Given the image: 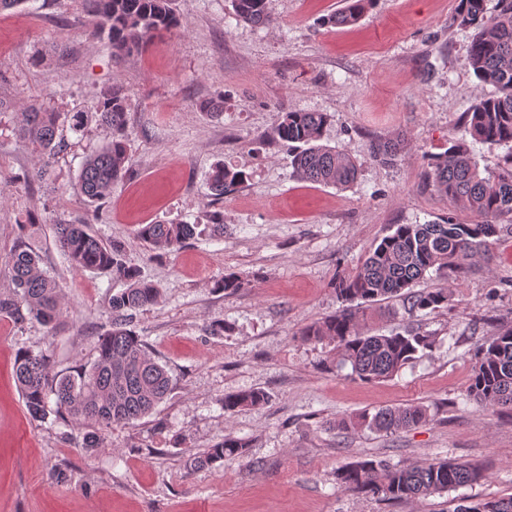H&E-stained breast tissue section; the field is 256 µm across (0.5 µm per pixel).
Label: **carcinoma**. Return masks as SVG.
<instances>
[{
  "mask_svg": "<svg viewBox=\"0 0 512 512\" xmlns=\"http://www.w3.org/2000/svg\"><path fill=\"white\" fill-rule=\"evenodd\" d=\"M485 0H458L451 24L472 31L468 59L474 76L491 84L497 93L483 98L466 112L467 133L471 143L448 141L441 153L426 158L424 178L434 191L464 209L478 213L483 220L475 224L458 222L450 216L443 223L398 224L369 252L359 268L340 279L336 293L349 307L338 314L307 327L308 340L328 338L336 342L340 362L351 366L352 373L367 382L392 377L417 355L430 350L435 339L413 331L368 334L350 304L374 303L400 298L413 314L434 310L448 303V289L415 291L413 284L430 271L448 270L460 274L470 260L498 240V220L512 217V0H497L496 13L489 15ZM234 19L239 23L266 26L273 23L269 0H230ZM345 6L327 18L333 25L357 22L371 0H344ZM98 23L93 37L99 38L120 55L138 46L153 31L181 26L174 0H88ZM127 100L118 87L106 91L93 105L92 113L111 137L99 150L84 157L78 175L80 192L90 203L105 199L112 185L126 174ZM83 112L62 115L48 112L39 104L29 105L21 131L38 148L39 159L31 172L17 179L30 185L46 184L55 177L53 159L67 148L58 136L63 123L81 130ZM328 117L322 112H281L273 138L288 147L296 173L308 181L348 187L357 177V166L345 151L321 144ZM504 147L498 169L481 172L472 145ZM375 157L391 161L398 154L399 142L379 141L372 147ZM244 173L222 164L215 165L208 176V188L222 196L243 181ZM37 230L28 218L19 224V239L8 259L14 283L13 293L0 295V313L22 325L36 320L53 331L60 316V289L44 271L40 255L28 242ZM201 235L197 224H144L139 238L149 247L171 252L186 241ZM56 242L70 265L82 271H110L125 281L126 288L112 296V324L101 334L97 356L89 367L73 374L55 372L49 350H23L16 360V380L29 416L43 421L49 414L64 423L88 429L83 447H100L101 433L114 426L126 425L151 413L171 388L166 367L149 353L146 343L136 333L133 319L137 312L157 304L160 291L140 278L136 268L126 264L123 248L106 244L87 230L79 220L55 225ZM244 281L227 274L214 283L226 293L239 291ZM469 395L481 404L512 411V326L502 329L481 343L474 353V369ZM55 397V408L49 398ZM267 394L250 390L224 396V412L266 403ZM427 417L422 405L379 408L339 426L354 425L375 432L397 433L411 428ZM247 442L227 436L200 457L201 465H212L245 455ZM483 471L471 464L423 460L416 465L394 468L382 461L361 460L337 473L339 487L383 500L401 501L428 497L476 483ZM456 512H512V496L493 498L471 505H460Z\"/></svg>",
  "mask_w": 512,
  "mask_h": 512,
  "instance_id": "obj_1",
  "label": "carcinoma"
}]
</instances>
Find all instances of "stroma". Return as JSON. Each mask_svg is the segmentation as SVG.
I'll return each mask as SVG.
<instances>
[{
	"mask_svg": "<svg viewBox=\"0 0 512 512\" xmlns=\"http://www.w3.org/2000/svg\"><path fill=\"white\" fill-rule=\"evenodd\" d=\"M456 4L373 0L356 25L334 27L324 19L343 0H270L274 24L256 27L232 18L230 0H175L183 27L121 56L93 38L87 0H27L0 13V293L12 287L6 263L17 222L34 214L39 254L62 296L52 365L89 364L123 283L72 269L60 251L55 224L83 218L160 289L134 324L172 379L151 415L104 431L102 447L86 452L77 426L32 421L15 382L18 353L40 350L49 333L0 315V512H455L464 499L512 496V416L468 396L474 348L512 324V232L464 275L431 272L417 282L447 287V306L411 315L395 298L385 316L368 319L379 334L435 340L391 379L362 381L340 366L335 342L301 335L343 309L337 277L394 225L478 219L423 178L427 154L466 139V112L495 93L469 65V31L449 22ZM114 85L128 103V171L111 194L94 205L78 191L82 159L109 137L92 117L78 132L60 127L68 149L54 159L55 184L17 182L38 160L19 133L27 105L85 111ZM208 104L218 114H206ZM295 111L329 115L323 142L356 162L350 186L301 179L287 147L271 142L278 114ZM389 138L401 146L383 162L372 146ZM219 162L246 178L217 199L206 176ZM215 214L223 236L172 252L138 237L143 224H206ZM230 273L244 288L215 291ZM253 389L266 392L265 404L225 413V395ZM408 404L429 417L406 431L337 426ZM228 435L248 441L244 457L194 466ZM427 458L474 463L485 477L398 502L336 481L356 461L399 468Z\"/></svg>",
	"mask_w": 512,
	"mask_h": 512,
	"instance_id": "obj_1",
	"label": "stroma"
}]
</instances>
